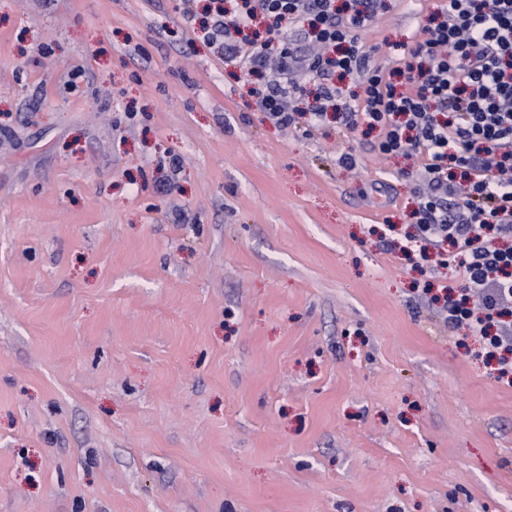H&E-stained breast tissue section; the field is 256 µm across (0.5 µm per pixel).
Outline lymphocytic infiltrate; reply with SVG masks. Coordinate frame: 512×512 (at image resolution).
<instances>
[{"mask_svg": "<svg viewBox=\"0 0 512 512\" xmlns=\"http://www.w3.org/2000/svg\"><path fill=\"white\" fill-rule=\"evenodd\" d=\"M208 37L244 75L278 81L257 100L265 117L292 124L293 77L305 72L323 106L306 122L321 126L325 104L345 100L334 74L366 73L346 126L381 132L379 150L422 158L428 191L419 203L420 252L435 249L441 266L457 268L463 287L444 285L440 312L449 327L465 324L485 334L500 377L512 375V326L486 330L512 313V0H444L430 14L399 65L385 72L357 42L372 20L375 0H212ZM304 25L313 55L293 47L285 21Z\"/></svg>", "mask_w": 512, "mask_h": 512, "instance_id": "lymphocytic-infiltrate-1", "label": "lymphocytic infiltrate"}]
</instances>
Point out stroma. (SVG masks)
I'll use <instances>...</instances> for the list:
<instances>
[{
    "label": "stroma",
    "instance_id": "35a3bbf8",
    "mask_svg": "<svg viewBox=\"0 0 512 512\" xmlns=\"http://www.w3.org/2000/svg\"><path fill=\"white\" fill-rule=\"evenodd\" d=\"M207 2L0 0V512H512V384L403 250L418 160L267 120Z\"/></svg>",
    "mask_w": 512,
    "mask_h": 512
}]
</instances>
